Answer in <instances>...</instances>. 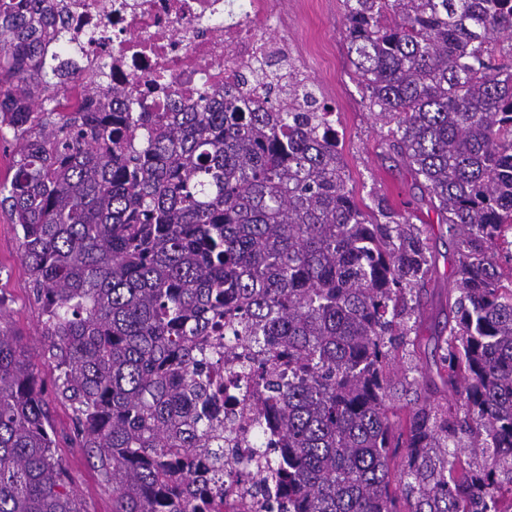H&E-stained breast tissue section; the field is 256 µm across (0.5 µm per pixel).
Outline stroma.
Masks as SVG:
<instances>
[{"label": "stroma", "instance_id": "35a3bbf8", "mask_svg": "<svg viewBox=\"0 0 512 512\" xmlns=\"http://www.w3.org/2000/svg\"><path fill=\"white\" fill-rule=\"evenodd\" d=\"M287 4L288 18L275 34L287 40L296 64L318 87L320 101L336 112L343 162L358 203L370 207L375 197H386L394 208L412 213L414 224L429 228L433 267L419 296L420 317L415 326L421 349L414 356L397 350L395 363L399 375L421 378L433 365L432 336L443 326L456 296L457 244L441 230L425 191L408 167L385 148L387 129L372 114L348 55L343 0H287ZM41 320L42 304L31 287L15 228L0 213V327L21 338L40 371L53 425L54 454L67 471L71 489L88 512H112V494L102 485L87 449L79 445L71 409L54 392Z\"/></svg>", "mask_w": 512, "mask_h": 512}]
</instances>
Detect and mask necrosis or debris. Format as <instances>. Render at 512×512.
I'll return each mask as SVG.
<instances>
[{
	"label": "necrosis or debris",
	"mask_w": 512,
	"mask_h": 512,
	"mask_svg": "<svg viewBox=\"0 0 512 512\" xmlns=\"http://www.w3.org/2000/svg\"><path fill=\"white\" fill-rule=\"evenodd\" d=\"M75 39L69 60L83 74L109 61L127 93L149 112H165L171 96L192 105L200 95L221 97L234 82L247 98L264 87L248 77L269 56H287V42L269 36L281 0H47ZM94 31V41L83 40ZM263 463L245 447L229 449L222 483L234 490L242 512H279L259 494Z\"/></svg>",
	"instance_id": "necrosis-or-debris-1"
}]
</instances>
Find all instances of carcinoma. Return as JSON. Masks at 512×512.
Masks as SVG:
<instances>
[{"mask_svg": "<svg viewBox=\"0 0 512 512\" xmlns=\"http://www.w3.org/2000/svg\"><path fill=\"white\" fill-rule=\"evenodd\" d=\"M0 0V139L12 133L0 212L43 303L56 393L112 487V512H221V379L242 365L279 453L262 481L290 512H502L512 496V0H344L345 39L386 140L424 180L463 247L453 321L425 387L461 405H388L395 348L431 270L425 230L356 203L335 123L312 83L235 86L139 112L118 85L64 112L42 53L63 18ZM464 415H459V409ZM37 366L0 328V512H84L54 458ZM406 449L398 483L391 462ZM470 449L456 468L457 449Z\"/></svg>", "mask_w": 512, "mask_h": 512, "instance_id": "cac0c4a2", "label": "carcinoma"}]
</instances>
